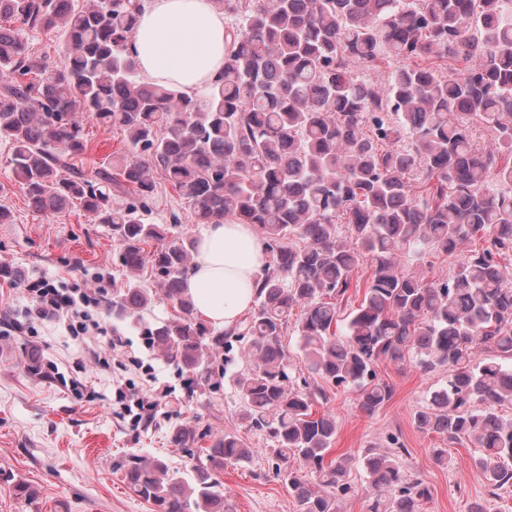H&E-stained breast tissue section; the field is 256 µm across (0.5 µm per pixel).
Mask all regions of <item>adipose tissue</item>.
<instances>
[{
    "label": "adipose tissue",
    "instance_id": "1",
    "mask_svg": "<svg viewBox=\"0 0 512 512\" xmlns=\"http://www.w3.org/2000/svg\"><path fill=\"white\" fill-rule=\"evenodd\" d=\"M224 14L213 0H150L127 44L137 69L154 81L190 91L224 66ZM266 243L249 224L227 219L204 227L184 280L198 315L226 329L256 298Z\"/></svg>",
    "mask_w": 512,
    "mask_h": 512
}]
</instances>
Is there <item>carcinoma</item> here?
I'll return each instance as SVG.
<instances>
[{"label": "carcinoma", "mask_w": 512, "mask_h": 512, "mask_svg": "<svg viewBox=\"0 0 512 512\" xmlns=\"http://www.w3.org/2000/svg\"><path fill=\"white\" fill-rule=\"evenodd\" d=\"M239 19L227 29L224 71L190 93L146 81L126 55L147 0H0V138L29 206L79 205L111 227L129 272L112 289V315L136 319L154 300L151 277L177 315L143 332L148 346L214 388L247 341L235 386L248 427L281 460L297 456L316 482L288 472L298 512H337L314 484L347 491V459H328L336 436L322 383L353 387L374 414L392 386L377 362L448 368V384L414 417L443 443L481 449L475 466L495 490L512 486V0H217ZM61 31V66L34 57L20 30ZM448 59L447 72L433 60ZM381 79L357 76L350 64ZM125 132L127 150L86 175L82 116ZM186 200L198 224L233 218L267 242L256 305L233 329L195 317L183 284L190 235L167 238L146 221L155 175ZM123 194L122 206L112 197ZM157 242L146 254L143 245ZM457 259L428 281L401 260L423 251ZM364 296L336 335L339 304ZM312 379L292 375L287 333ZM496 356L477 364L473 355ZM199 434L173 430L186 448ZM193 474L137 454L117 461L127 487L154 512H226L224 466L247 462L234 432L202 449ZM379 497L370 512H421L429 496L390 452L359 460Z\"/></svg>", "instance_id": "1"}]
</instances>
